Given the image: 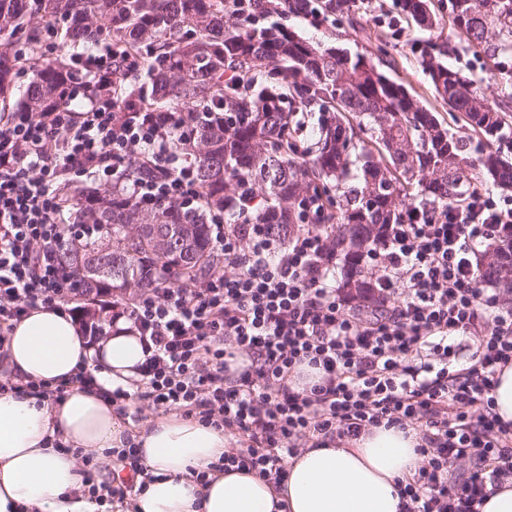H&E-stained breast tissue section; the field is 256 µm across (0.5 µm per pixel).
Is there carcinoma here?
Wrapping results in <instances>:
<instances>
[{
    "label": "carcinoma",
    "instance_id": "1",
    "mask_svg": "<svg viewBox=\"0 0 512 512\" xmlns=\"http://www.w3.org/2000/svg\"><path fill=\"white\" fill-rule=\"evenodd\" d=\"M363 0H0V37L23 39L0 50V113L53 112L80 94L110 97L118 116L170 112L173 125L191 133L173 147L193 168L200 198L147 209L123 184L67 193L74 223L93 234L61 249L85 305L100 331L110 310L129 306L152 288L187 286L214 272L211 214L238 221L244 199L252 224H328L332 252L348 272L341 288L360 301L375 299L374 273L364 257L391 224H409L463 206L487 175L512 189V162L501 151L475 159L462 139L424 108L404 84L362 54L336 53L279 23L274 15L346 22L362 28ZM419 33H431L436 15L428 0H397ZM453 36L487 60V79L512 89V0H448ZM58 38L60 55L47 57L43 42ZM139 61L127 78L121 63L112 82L87 87L75 70L89 64L102 41ZM420 66L435 93L465 127L490 143L512 144V94L486 95L475 81L448 66L432 39H420ZM31 74L20 103L11 94L19 70ZM134 160L126 180L158 176ZM321 202L315 216L310 200ZM194 227L182 235L181 225ZM174 249L161 252L156 235ZM479 283L512 296V278L497 261L479 260Z\"/></svg>",
    "mask_w": 512,
    "mask_h": 512
}]
</instances>
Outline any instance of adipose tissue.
I'll list each match as a JSON object with an SVG mask.
<instances>
[{"label":"adipose tissue","mask_w":512,"mask_h":512,"mask_svg":"<svg viewBox=\"0 0 512 512\" xmlns=\"http://www.w3.org/2000/svg\"><path fill=\"white\" fill-rule=\"evenodd\" d=\"M9 387L0 390V512H104L85 490L80 456L111 463L135 447L151 479L124 512H401L402 480L423 465L414 429L366 430L349 447L307 448L288 459L285 482L209 471L232 448L223 429L171 410L130 427L106 393L129 387L144 360L138 334L117 321L91 343L64 311L40 305L15 322L5 343ZM95 387L75 382L79 366ZM27 382L63 384L59 402L19 392ZM208 470L207 482L193 471Z\"/></svg>","instance_id":"ef3b65f1"}]
</instances>
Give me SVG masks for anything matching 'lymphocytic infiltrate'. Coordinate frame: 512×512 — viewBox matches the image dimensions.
Wrapping results in <instances>:
<instances>
[{"instance_id": "1", "label": "lymphocytic infiltrate", "mask_w": 512, "mask_h": 512, "mask_svg": "<svg viewBox=\"0 0 512 512\" xmlns=\"http://www.w3.org/2000/svg\"><path fill=\"white\" fill-rule=\"evenodd\" d=\"M162 112L117 118L108 99L82 111L0 117V345L37 305L64 308L76 291L60 249L79 237L61 191L89 175L122 178L127 158L149 152L163 175L135 183L141 204H193V172L169 141ZM512 224V201L482 189L468 205L392 225L371 258L381 305L336 286L323 224L288 235L277 224H228L216 214L213 245L225 273L189 288L142 292L127 309L144 362L137 398L238 436L213 468L247 469L273 482L309 438L325 447L372 427L421 426L425 463L400 487L403 512H479L512 478V425L491 391L512 363V308L477 285L476 248ZM479 336L470 366L455 343ZM317 378L303 382L302 367ZM466 463L456 473L453 463Z\"/></svg>"}]
</instances>
